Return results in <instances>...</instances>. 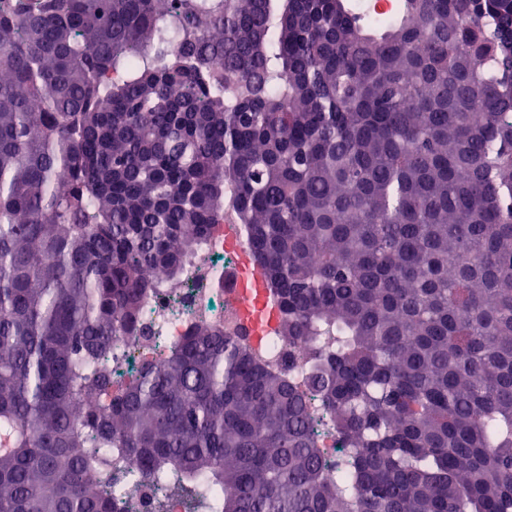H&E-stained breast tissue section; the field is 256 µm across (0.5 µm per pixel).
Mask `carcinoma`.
<instances>
[{"label":"carcinoma","instance_id":"cac0c4a2","mask_svg":"<svg viewBox=\"0 0 512 512\" xmlns=\"http://www.w3.org/2000/svg\"><path fill=\"white\" fill-rule=\"evenodd\" d=\"M228 212L311 395L205 322L112 389ZM133 493L512 512V0H0V512Z\"/></svg>","mask_w":512,"mask_h":512}]
</instances>
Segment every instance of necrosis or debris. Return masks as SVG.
<instances>
[{
    "label": "necrosis or debris",
    "mask_w": 512,
    "mask_h": 512,
    "mask_svg": "<svg viewBox=\"0 0 512 512\" xmlns=\"http://www.w3.org/2000/svg\"><path fill=\"white\" fill-rule=\"evenodd\" d=\"M263 294L242 225L225 219L215 226L207 245L187 260L179 283L152 296V343L145 346L119 337L113 345L133 364L148 360L160 366L190 326L207 322L243 336L270 368H287L289 357H302L306 347L283 341L278 315L260 303Z\"/></svg>",
    "instance_id": "necrosis-or-debris-1"
}]
</instances>
